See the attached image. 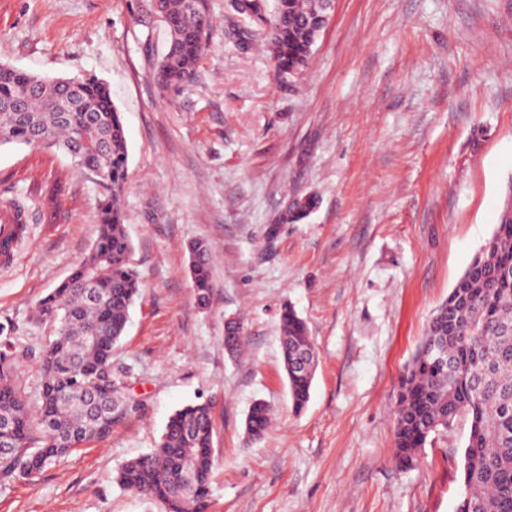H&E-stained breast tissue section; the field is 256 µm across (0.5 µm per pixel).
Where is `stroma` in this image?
Returning a JSON list of instances; mask_svg holds the SVG:
<instances>
[{
  "label": "stroma",
  "instance_id": "1",
  "mask_svg": "<svg viewBox=\"0 0 512 512\" xmlns=\"http://www.w3.org/2000/svg\"><path fill=\"white\" fill-rule=\"evenodd\" d=\"M210 8L200 80L173 96L154 77L168 36L151 0H0V64L108 84L142 284L112 358L125 407L111 435L0 480V512H160L115 477L197 403L214 421L208 512H456L469 421L402 469L395 410L431 317L512 184V0H335L291 76L230 0ZM100 196L69 156L0 146V202L29 216L14 267L0 269V350L26 352L29 402L52 333L35 308L88 254ZM309 197L316 207L293 220ZM198 241L214 257L206 309L189 272ZM288 306L317 352L299 412L280 347ZM229 318L246 338L239 358L224 349ZM260 400L273 422L251 443Z\"/></svg>",
  "mask_w": 512,
  "mask_h": 512
}]
</instances>
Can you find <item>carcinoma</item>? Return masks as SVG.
<instances>
[{
    "label": "carcinoma",
    "mask_w": 512,
    "mask_h": 512,
    "mask_svg": "<svg viewBox=\"0 0 512 512\" xmlns=\"http://www.w3.org/2000/svg\"><path fill=\"white\" fill-rule=\"evenodd\" d=\"M169 17L168 42L157 64L160 87L180 94L198 77L213 26L208 0H157ZM320 0H274L265 4L270 26L268 51L279 73L291 75L308 62L323 22ZM45 78L9 66L0 68V145H37V137L96 174L106 194L97 207V235L87 257L38 305V322L55 329L41 364L43 384L37 411L14 380L16 352L0 353V414L13 418L16 455L0 462V478L32 477L79 445L112 433V418L88 414L72 395L75 370L99 384L100 369L125 333L140 279L130 263L132 243L124 224L122 198L128 181V148L120 113L109 86L93 74ZM31 90L26 111L7 102ZM201 259L190 274L198 303L212 295V255L201 242ZM91 289L101 296L86 298ZM73 309L64 317L65 309ZM312 343L292 308L281 314V350L295 411L309 400L313 373L290 371L296 351ZM470 420L464 450L461 504L464 512H512V184L491 239L436 310L400 381L395 426V460L412 467L429 438L454 419ZM272 415L255 404L246 422L248 440L267 434ZM214 424L205 404L187 405L169 419L157 448L125 463L116 479L123 487L161 506V512H207L213 467Z\"/></svg>",
    "instance_id": "carcinoma-1"
}]
</instances>
